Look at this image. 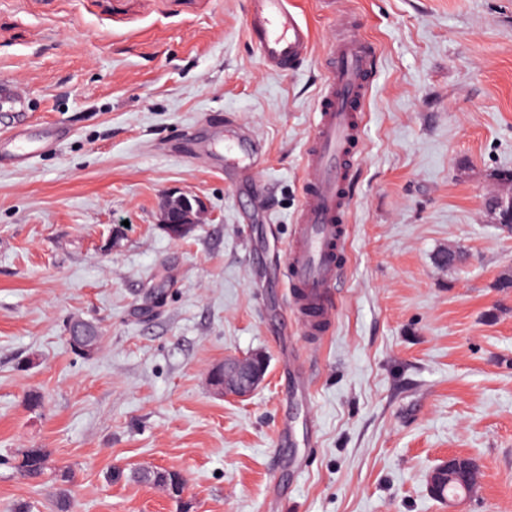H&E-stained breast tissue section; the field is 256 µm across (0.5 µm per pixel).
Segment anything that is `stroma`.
I'll list each match as a JSON object with an SVG mask.
<instances>
[{"instance_id": "obj_1", "label": "stroma", "mask_w": 512, "mask_h": 512, "mask_svg": "<svg viewBox=\"0 0 512 512\" xmlns=\"http://www.w3.org/2000/svg\"><path fill=\"white\" fill-rule=\"evenodd\" d=\"M295 2L311 56L275 74L247 0H0L23 125L68 129L0 167V512H451L427 480L451 454L479 464L461 512H512V288L495 286L512 234L486 206L512 194V0ZM344 10L378 71L336 322L311 346L276 280ZM217 112L263 140L271 213L185 157ZM172 193L203 204L180 239L160 227ZM448 247L467 263L438 265ZM74 320L100 332L94 356L71 349ZM298 349L311 390L286 400ZM255 353L264 383L215 396L214 368ZM155 468L180 473V499L129 477Z\"/></svg>"}]
</instances>
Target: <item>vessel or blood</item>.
<instances>
[{"mask_svg": "<svg viewBox=\"0 0 512 512\" xmlns=\"http://www.w3.org/2000/svg\"><path fill=\"white\" fill-rule=\"evenodd\" d=\"M248 36L268 70L288 73L309 58L312 33L292 0H250ZM314 114V136L303 161L302 203L286 250L278 286L295 311L305 336L318 342L335 319L332 290L341 272L347 217L353 205L354 159L363 142L366 104L377 72L376 49L350 13H340L336 35ZM25 98L9 79L0 78V112L20 116ZM59 127L33 137L13 132L0 159L28 165L61 140ZM194 150L223 162L224 172L252 189L266 156L263 142L234 122L209 126Z\"/></svg>", "mask_w": 512, "mask_h": 512, "instance_id": "b4317fda", "label": "vessel or blood"}]
</instances>
